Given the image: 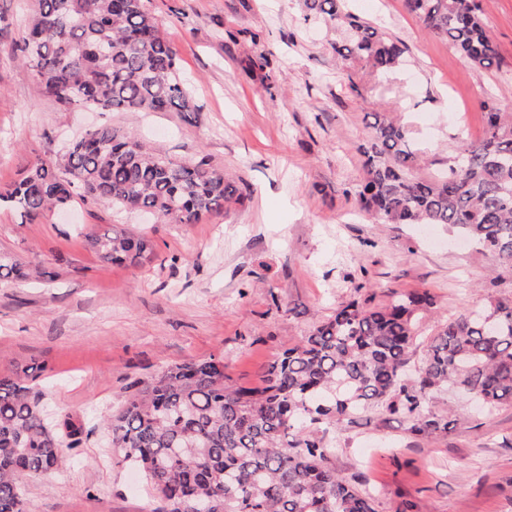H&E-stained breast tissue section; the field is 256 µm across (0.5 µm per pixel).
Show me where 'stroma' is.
<instances>
[{"label": "stroma", "instance_id": "35a3bbf8", "mask_svg": "<svg viewBox=\"0 0 512 512\" xmlns=\"http://www.w3.org/2000/svg\"><path fill=\"white\" fill-rule=\"evenodd\" d=\"M348 5L405 43L408 65L348 72L322 26L304 20L302 0H146L198 106L186 119L62 108L12 51L31 0H0V193L72 136L112 125L174 159H208L248 196L197 224L90 201L31 221L0 204V258L52 273L0 283V375L27 377L50 414L89 429L64 466L23 476L31 512H152L151 490L113 462L102 424L161 366L220 357L232 382L256 386L277 353L356 293L380 303L430 292L427 332L487 295L512 299V271L492 253L442 226L375 223L344 193L362 175L371 113H398L436 173L460 138H482L485 97L512 112V0H482L500 54L490 70L467 64L403 0ZM260 51L271 55L270 88L245 68ZM113 224L148 236L150 258L102 262L86 236ZM429 406L453 413L448 433L415 437L373 410L325 435L331 466L377 512H512V404L487 416L442 391Z\"/></svg>", "mask_w": 512, "mask_h": 512}]
</instances>
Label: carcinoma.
Listing matches in <instances>:
<instances>
[{
    "label": "carcinoma",
    "mask_w": 512,
    "mask_h": 512,
    "mask_svg": "<svg viewBox=\"0 0 512 512\" xmlns=\"http://www.w3.org/2000/svg\"><path fill=\"white\" fill-rule=\"evenodd\" d=\"M306 16L344 28L331 49L376 74L396 67L405 45L354 15L347 0H303ZM407 12L445 39L467 63L490 69L498 48L480 0H404ZM21 59L42 93L66 109L197 112L179 74L173 45L145 0H34ZM248 70L271 78L269 53ZM484 136L464 141L444 175L419 174L412 130L388 112L373 113L359 147L363 177L345 189L381 224H443L457 229L512 270V113L481 101ZM238 183L201 159L177 161L110 125L71 139L55 160H41L3 202L28 218L84 201L197 224L244 203ZM88 243L106 263H135L150 240L114 224ZM21 262L0 263V280L23 278ZM429 292H395L386 304L353 299L316 324L266 367L262 384L238 385L224 359L171 364L135 382L106 424L116 459L137 468L156 496L155 512H376L373 499L329 466L320 426L336 430L379 409L406 431L446 433L448 414L430 396L459 388L486 413L512 403V300L487 298L420 338ZM89 432L70 414L50 415L19 377H0V512H26L20 477L53 470Z\"/></svg>",
    "instance_id": "cac0c4a2"
}]
</instances>
